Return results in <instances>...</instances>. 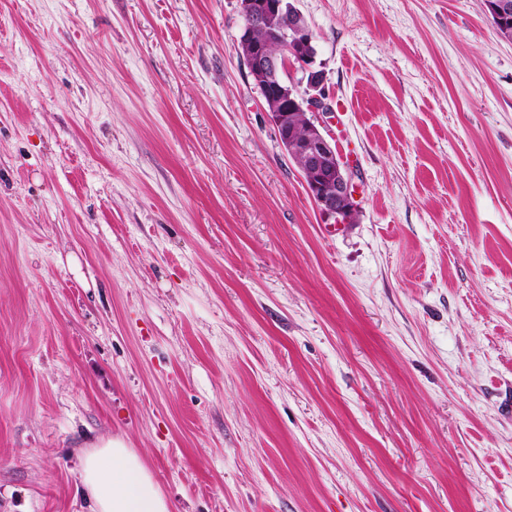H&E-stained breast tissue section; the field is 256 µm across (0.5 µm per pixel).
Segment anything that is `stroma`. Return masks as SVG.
Wrapping results in <instances>:
<instances>
[{
  "label": "stroma",
  "instance_id": "stroma-1",
  "mask_svg": "<svg viewBox=\"0 0 512 512\" xmlns=\"http://www.w3.org/2000/svg\"><path fill=\"white\" fill-rule=\"evenodd\" d=\"M331 231L237 0H0V512H512V41L482 0H294ZM243 17L242 34L237 44L240 55L250 64V73L259 89L267 112L275 124L279 139L287 154L291 156L302 173L307 190L318 210L332 219L336 230L356 220L354 204L353 172L341 158L336 141L326 125L317 124L308 113L330 114L331 105L325 92V75L315 66L313 33L307 20L297 8H290L292 22L279 39L280 45L293 53L294 61L300 62L297 50L305 55L301 61L302 77L298 83L287 79L285 71L290 56L274 53L265 41H254L251 34L258 29V38L266 39L270 26L288 10L285 0H238ZM287 11L279 21L280 28L288 25ZM303 87L301 93L298 89ZM305 111V112H298ZM305 120V128L298 131V120ZM80 473L91 512H170L142 459L122 438H109L84 453Z\"/></svg>",
  "mask_w": 512,
  "mask_h": 512
}]
</instances>
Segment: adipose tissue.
Wrapping results in <instances>:
<instances>
[{
    "label": "adipose tissue",
    "instance_id": "obj_1",
    "mask_svg": "<svg viewBox=\"0 0 512 512\" xmlns=\"http://www.w3.org/2000/svg\"><path fill=\"white\" fill-rule=\"evenodd\" d=\"M80 473L92 512H170L142 459L121 438L104 440L84 453Z\"/></svg>",
    "mask_w": 512,
    "mask_h": 512
}]
</instances>
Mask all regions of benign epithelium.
<instances>
[{"label": "benign epithelium", "instance_id": "1", "mask_svg": "<svg viewBox=\"0 0 512 512\" xmlns=\"http://www.w3.org/2000/svg\"><path fill=\"white\" fill-rule=\"evenodd\" d=\"M243 17L242 34L237 44L240 55L250 64V73L259 89L267 112L275 124L279 139L302 173L307 190L318 210L336 224L356 220L353 172L341 158L336 141L327 127L314 122L308 113H331L325 92V75L315 68L313 33L303 14L288 9L286 0H238ZM500 35L512 40V0H483ZM292 22L283 32L280 45L305 54L301 61L302 77L297 83L280 79L290 56L274 53L264 41L251 34L268 30L285 12Z\"/></svg>", "mask_w": 512, "mask_h": 512}]
</instances>
